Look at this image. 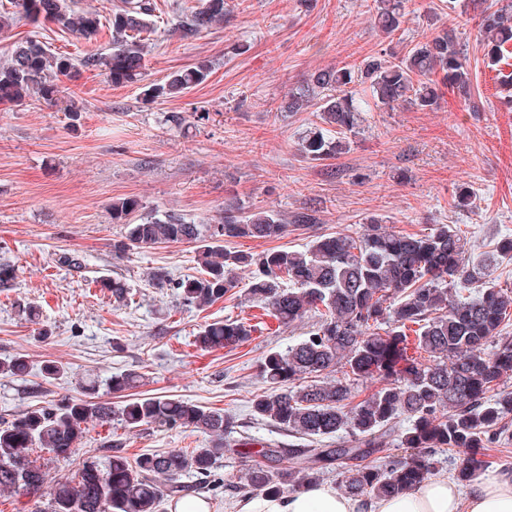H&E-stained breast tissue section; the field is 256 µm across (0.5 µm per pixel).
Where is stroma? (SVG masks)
<instances>
[{"instance_id":"stroma-1","label":"stroma","mask_w":512,"mask_h":512,"mask_svg":"<svg viewBox=\"0 0 512 512\" xmlns=\"http://www.w3.org/2000/svg\"><path fill=\"white\" fill-rule=\"evenodd\" d=\"M226 2L223 26L186 37L180 26L202 0H155L144 81L115 86L99 71L76 67L66 85L80 118L34 97L0 106V262L18 269L13 285L0 288V359L22 354L30 364L25 377L0 378V422L28 406L79 394L90 381L100 400L116 402L107 380L133 369L144 376L137 394L231 414L237 428L230 442L291 443L287 432L254 418L251 403L267 388L261 357L300 340L308 321L282 327L269 319L237 349L197 350L193 340L206 323L250 318L253 310L236 298L201 310L183 304L174 289L151 287L149 273L157 267L176 278L194 273L196 244H162L113 258L112 243L124 233L110 216L116 200L133 197L196 224L220 222L228 203L288 215L314 211L316 223L289 226L277 242L234 240L235 249L254 253L360 232L374 215L404 233L457 225L465 255L474 258L512 237V106L506 103L512 85L501 86L486 65L475 19L450 12L447 0H409L402 30L390 40L373 24L371 0ZM434 23L456 28L465 39L478 111L447 90L431 111L400 106L365 113L363 131L336 158L302 157L298 139L316 116L280 111L289 89L318 67L404 52ZM29 37L76 60L112 49L106 24L88 42L51 23L20 22L0 32V62L14 42ZM201 60L211 65L203 84L179 98L143 99L145 83ZM463 188L473 192L472 204L454 208ZM66 253L77 255L79 266L63 264ZM103 278L125 281L127 300L115 302L100 288ZM29 306L37 308V320L26 318ZM48 363L63 366V374L44 379ZM117 436L132 459L207 441L188 429L120 434L91 422L75 461L106 465L113 454L108 442ZM258 461L254 454H225L199 493L210 512H226L247 494L244 476Z\"/></svg>"}]
</instances>
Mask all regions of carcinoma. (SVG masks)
I'll return each instance as SVG.
<instances>
[{
	"instance_id": "carcinoma-1",
	"label": "carcinoma",
	"mask_w": 512,
	"mask_h": 512,
	"mask_svg": "<svg viewBox=\"0 0 512 512\" xmlns=\"http://www.w3.org/2000/svg\"><path fill=\"white\" fill-rule=\"evenodd\" d=\"M373 2L377 28L388 38L398 34L408 0ZM458 6L478 18L490 65L512 57L511 2L448 0V8ZM12 7L13 16L34 23L43 19L88 41L101 27L99 14L78 7L77 0H12ZM154 12V0H122L108 22L112 51L91 50L82 66L100 71L115 86L140 80ZM226 13L225 0H204L183 26V36L223 25ZM72 69L67 55L37 40L18 42L0 65V105L33 95L48 103L66 98L76 117L81 108L63 84ZM209 74V63L199 61L171 72L161 84L145 86L143 96L176 98ZM358 79L369 83L371 100L348 89ZM444 87L470 95V72L460 33L438 26L402 54L371 55L358 69L328 65L310 72L288 91L280 111L313 107L319 112V123L300 137L298 151L311 161H324L342 153L350 136L360 133L369 105L392 110L406 103L431 111ZM141 209L135 198L112 204V223L125 225V235L112 243L115 258L157 244L194 242L199 247L196 274L175 280L158 267L150 273L152 287L173 288L185 304L205 308L235 295L239 272L249 270L251 280L242 288L246 302L283 325L307 314L315 319L304 338L260 362V376L270 388L253 399L254 416L307 444L260 449L264 462L246 473L253 490L295 493L330 468L350 495L399 494L432 475L441 450L461 457L456 479L469 485L489 468L483 449L512 442V428L504 422L512 414V391L499 389L502 375L512 371V337L502 335L504 323L512 319V290L493 285L463 296L484 278L486 264L466 259L455 225L401 233L371 217L360 235H322L302 249L252 253L224 244L236 238L280 239L288 224H310L313 214L246 212L226 205L219 224H192L178 214L153 210L131 219ZM254 330L240 319L215 320L199 330L194 343L203 351L234 348L249 341ZM494 338L497 344L489 353ZM28 370L22 354L0 360L1 377H23ZM141 380L139 372L128 370L111 376L109 386L122 393ZM370 380L376 387L356 400ZM402 416L408 420L399 434L404 456L379 465L369 462L386 450ZM93 418L128 432L193 428L210 442L205 448H175L134 460L117 452L105 467L84 461L74 478L52 486L40 512H159L164 497L193 489L181 482L183 476L204 480L224 452L242 453L224 443L236 428L234 418L189 400L134 397L114 409L91 395L64 397L50 406H30L0 424V492L37 494L46 472L30 451L39 448L59 462L71 461L83 439L82 424ZM344 432L350 442L318 447Z\"/></svg>"
}]
</instances>
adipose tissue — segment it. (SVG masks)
Segmentation results:
<instances>
[{"mask_svg":"<svg viewBox=\"0 0 512 512\" xmlns=\"http://www.w3.org/2000/svg\"><path fill=\"white\" fill-rule=\"evenodd\" d=\"M235 512H512V470L462 488L445 475L424 481L393 497L351 496L333 484L309 485L299 493L278 497L251 495L234 505Z\"/></svg>","mask_w":512,"mask_h":512,"instance_id":"adipose-tissue-1","label":"adipose tissue"}]
</instances>
